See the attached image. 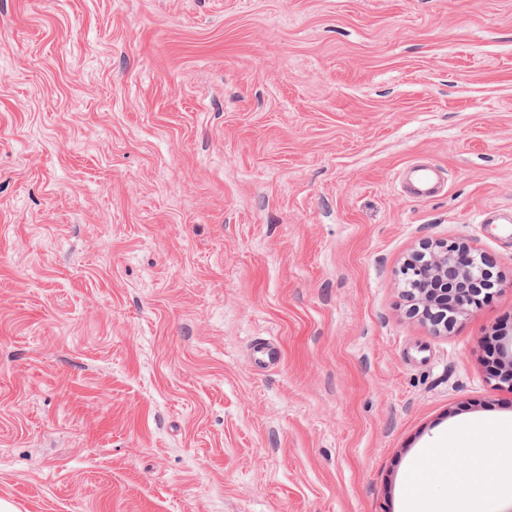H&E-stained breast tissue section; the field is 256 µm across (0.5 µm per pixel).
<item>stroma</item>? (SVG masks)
<instances>
[{
  "label": "stroma",
  "mask_w": 512,
  "mask_h": 512,
  "mask_svg": "<svg viewBox=\"0 0 512 512\" xmlns=\"http://www.w3.org/2000/svg\"><path fill=\"white\" fill-rule=\"evenodd\" d=\"M492 208L512 0H0V500L410 512L414 461L512 428ZM427 239L503 280L445 334L399 277ZM445 173L429 162H414L402 179L403 191L417 200H429L445 187Z\"/></svg>",
  "instance_id": "35a3bbf8"
}]
</instances>
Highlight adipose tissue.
<instances>
[{
    "label": "adipose tissue",
    "mask_w": 512,
    "mask_h": 512,
    "mask_svg": "<svg viewBox=\"0 0 512 512\" xmlns=\"http://www.w3.org/2000/svg\"><path fill=\"white\" fill-rule=\"evenodd\" d=\"M433 457L429 480L441 492L423 495L416 504L417 512H472L469 502L460 495L464 487L490 499L512 492V452L506 448L479 452L466 470L453 464L445 449H435Z\"/></svg>",
    "instance_id": "1"
}]
</instances>
